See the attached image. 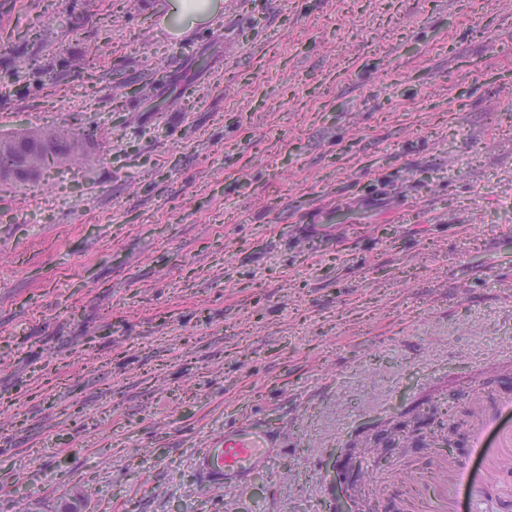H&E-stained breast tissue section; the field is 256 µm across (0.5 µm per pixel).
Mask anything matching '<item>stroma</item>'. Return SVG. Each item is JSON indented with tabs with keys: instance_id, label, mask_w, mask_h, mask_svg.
Wrapping results in <instances>:
<instances>
[{
	"instance_id": "35a3bbf8",
	"label": "stroma",
	"mask_w": 512,
	"mask_h": 512,
	"mask_svg": "<svg viewBox=\"0 0 512 512\" xmlns=\"http://www.w3.org/2000/svg\"><path fill=\"white\" fill-rule=\"evenodd\" d=\"M223 2L0 0V134L86 145L0 182V512H512V0ZM222 0H171V8L163 19L174 16L179 26L177 29H168L173 37L181 36L185 31L198 24L205 23L222 10ZM287 434L248 417L224 427L193 457L198 477L210 486H220L225 493L242 490L257 474L272 476V461L279 448H286Z\"/></svg>"
}]
</instances>
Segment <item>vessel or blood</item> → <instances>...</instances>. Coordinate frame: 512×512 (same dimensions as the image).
I'll return each mask as SVG.
<instances>
[{
  "instance_id": "vessel-or-blood-1",
  "label": "vessel or blood",
  "mask_w": 512,
  "mask_h": 512,
  "mask_svg": "<svg viewBox=\"0 0 512 512\" xmlns=\"http://www.w3.org/2000/svg\"><path fill=\"white\" fill-rule=\"evenodd\" d=\"M286 441V433L248 417L213 436L196 452L192 465L203 482L236 492L255 475L271 474V464Z\"/></svg>"
}]
</instances>
